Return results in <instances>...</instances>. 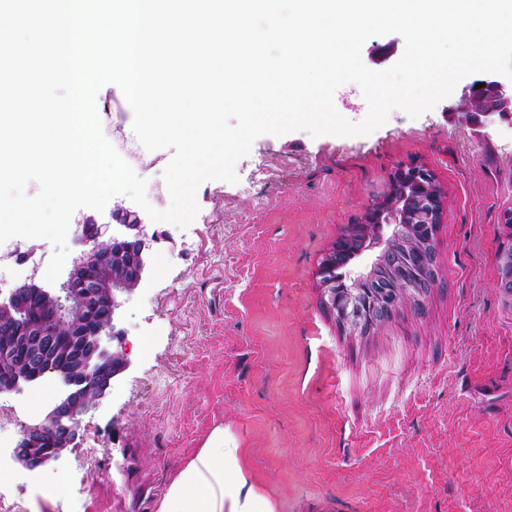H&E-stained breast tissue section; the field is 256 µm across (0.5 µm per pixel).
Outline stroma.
<instances>
[{"label": "stroma", "mask_w": 512, "mask_h": 512, "mask_svg": "<svg viewBox=\"0 0 512 512\" xmlns=\"http://www.w3.org/2000/svg\"><path fill=\"white\" fill-rule=\"evenodd\" d=\"M396 33L367 39L366 67L402 56ZM461 79L433 109L392 110L362 136L258 137L237 182L203 183L187 228L148 222L146 281L125 295L110 343L127 366L60 458L14 456L61 389L0 395V512H135L153 506L216 426L276 512H512V296L497 252L512 243V122L466 120ZM96 108L104 136L166 209L173 151L146 150L119 86ZM445 192L435 282L362 335L323 304L317 268L401 165ZM44 266L0 244V290Z\"/></svg>", "instance_id": "stroma-1"}]
</instances>
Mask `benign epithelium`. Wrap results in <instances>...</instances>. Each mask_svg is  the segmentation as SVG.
<instances>
[{
	"instance_id": "1",
	"label": "benign epithelium",
	"mask_w": 512,
	"mask_h": 512,
	"mask_svg": "<svg viewBox=\"0 0 512 512\" xmlns=\"http://www.w3.org/2000/svg\"><path fill=\"white\" fill-rule=\"evenodd\" d=\"M482 83L469 92L478 114L490 123L497 117L512 119V81L489 75ZM443 196L429 169L396 168L389 191L367 209L361 223L366 247L357 253L362 262L346 272L341 320L360 329L381 325L393 310L383 308L380 292H390L399 304L431 288L432 281L415 274L380 286L376 271L393 258L394 245L405 234L435 233L442 223ZM76 227L87 249L59 287L46 288L30 277L0 296V394L37 382L58 358L64 365L63 395L43 421L23 430L15 448L17 460L28 468L59 458L76 440L83 415L125 369V359L107 341L115 336L121 296L139 287L149 271L146 223L136 211L117 204L110 222L89 217Z\"/></svg>"
}]
</instances>
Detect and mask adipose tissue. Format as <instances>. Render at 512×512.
<instances>
[{
	"mask_svg": "<svg viewBox=\"0 0 512 512\" xmlns=\"http://www.w3.org/2000/svg\"><path fill=\"white\" fill-rule=\"evenodd\" d=\"M240 456L235 440L215 427L169 482L155 512H276L245 473Z\"/></svg>",
	"mask_w": 512,
	"mask_h": 512,
	"instance_id": "ef3b65f1",
	"label": "adipose tissue"
}]
</instances>
